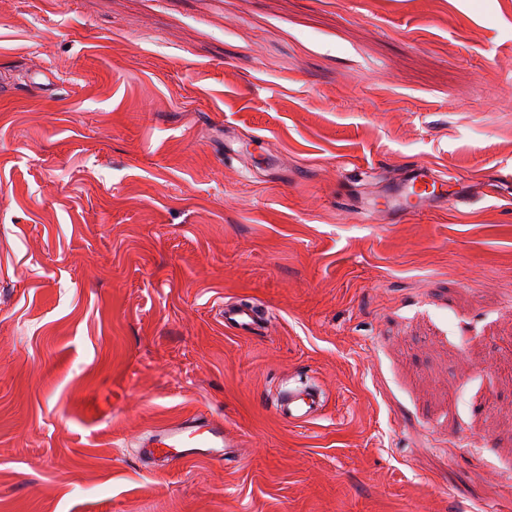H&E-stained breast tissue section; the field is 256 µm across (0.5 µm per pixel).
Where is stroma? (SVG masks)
<instances>
[{
	"label": "stroma",
	"mask_w": 512,
	"mask_h": 512,
	"mask_svg": "<svg viewBox=\"0 0 512 512\" xmlns=\"http://www.w3.org/2000/svg\"><path fill=\"white\" fill-rule=\"evenodd\" d=\"M508 161L512 0H0V512H512ZM448 180L423 165L410 169L401 185L387 192L382 203L369 207L370 213H382L393 220L419 216L432 207L446 205ZM379 206H382L380 208ZM264 319L263 311L258 305L241 302H225L224 324L242 333H251ZM320 407V397L316 399L310 393L290 390L284 400V404L277 403L274 406V411L288 424H299L314 419ZM233 439L223 421L205 414L152 429L140 448L148 459L167 463L192 459L230 461L237 454Z\"/></svg>",
	"instance_id": "1"
}]
</instances>
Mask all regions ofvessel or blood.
Returning a JSON list of instances; mask_svg holds the SVG:
<instances>
[{
  "instance_id": "obj_1",
  "label": "vessel or blood",
  "mask_w": 512,
  "mask_h": 512,
  "mask_svg": "<svg viewBox=\"0 0 512 512\" xmlns=\"http://www.w3.org/2000/svg\"><path fill=\"white\" fill-rule=\"evenodd\" d=\"M446 191L445 178L437 176L431 168L419 165L407 172L401 185L384 195L381 212L397 221L421 215L432 207L447 204L452 198L459 202L466 199L465 192L459 191L450 197ZM263 318L258 305L236 301L224 305L226 326L239 332H251ZM320 406V400L312 394L292 390L283 403L275 405L274 411L285 422L299 424L314 419ZM141 453L148 459L176 463L198 458L229 461L237 451L223 422L202 414L152 429Z\"/></svg>"
}]
</instances>
